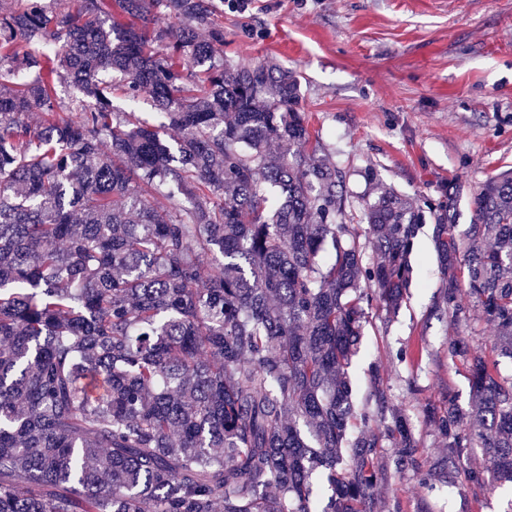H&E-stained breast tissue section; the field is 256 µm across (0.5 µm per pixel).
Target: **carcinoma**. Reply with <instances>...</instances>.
Segmentation results:
<instances>
[{
    "label": "carcinoma",
    "mask_w": 512,
    "mask_h": 512,
    "mask_svg": "<svg viewBox=\"0 0 512 512\" xmlns=\"http://www.w3.org/2000/svg\"><path fill=\"white\" fill-rule=\"evenodd\" d=\"M66 2L0 3V512H376L386 442L427 491L512 484L494 360H467L468 411L424 404L435 462L378 372L355 407L364 305L398 310L423 215L381 190L366 261L294 73L224 61V0ZM66 80L90 98L74 118ZM456 204L433 210L442 303L458 316L465 283L512 359V171L465 247ZM112 104L116 112H128L140 120L153 121L155 112H158L146 93H143L136 102H130L120 93H116L113 95Z\"/></svg>",
    "instance_id": "1"
}]
</instances>
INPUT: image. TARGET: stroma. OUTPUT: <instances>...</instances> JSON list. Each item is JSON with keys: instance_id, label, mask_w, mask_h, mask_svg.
Returning a JSON list of instances; mask_svg holds the SVG:
<instances>
[{"instance_id": "35a3bbf8", "label": "stroma", "mask_w": 512, "mask_h": 512, "mask_svg": "<svg viewBox=\"0 0 512 512\" xmlns=\"http://www.w3.org/2000/svg\"><path fill=\"white\" fill-rule=\"evenodd\" d=\"M224 58L293 71L300 109L318 154L343 172L346 221L365 233L361 206L387 186L419 207L438 204L458 186L456 234L465 237L474 200L499 173L512 170V0H252L225 9ZM378 184H369L365 169ZM434 221L421 224L413 282L391 317L373 308L350 371L355 404L372 383L408 418L422 461L443 456L422 407L454 395L471 402L470 373L450 345L498 363L493 329L467 289L460 318L437 312L443 276ZM378 378H371L370 368ZM379 501L400 512H506L512 488L473 489L458 477L451 494L426 493L412 474L391 472Z\"/></svg>"}]
</instances>
